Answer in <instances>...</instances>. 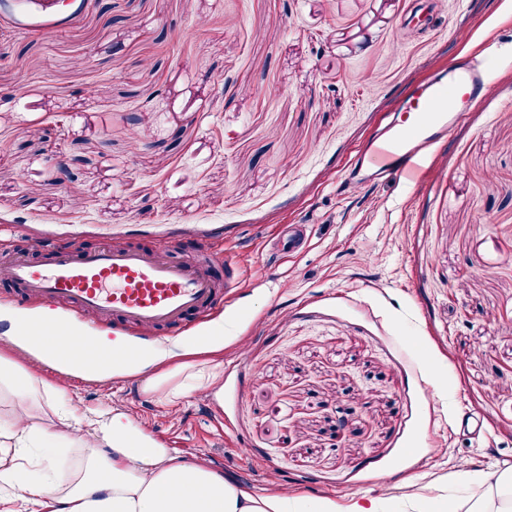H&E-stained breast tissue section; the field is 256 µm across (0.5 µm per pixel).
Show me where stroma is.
I'll use <instances>...</instances> for the list:
<instances>
[{
  "label": "stroma",
  "mask_w": 512,
  "mask_h": 512,
  "mask_svg": "<svg viewBox=\"0 0 512 512\" xmlns=\"http://www.w3.org/2000/svg\"><path fill=\"white\" fill-rule=\"evenodd\" d=\"M489 46L493 90L426 186L341 190L400 94ZM1 91L0 251L173 242L190 260L213 240L247 272L204 319L218 352L168 338L161 366L71 376L63 405L118 410L258 496L512 505L494 486L512 474V0H86L66 21L18 0ZM287 224L309 234L294 259L275 250ZM21 295L0 280V354L55 384L9 338L67 307ZM160 371L187 395L147 389Z\"/></svg>",
  "instance_id": "stroma-1"
}]
</instances>
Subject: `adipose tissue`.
I'll return each instance as SVG.
<instances>
[{"label":"adipose tissue","mask_w":512,"mask_h":512,"mask_svg":"<svg viewBox=\"0 0 512 512\" xmlns=\"http://www.w3.org/2000/svg\"><path fill=\"white\" fill-rule=\"evenodd\" d=\"M55 403L57 388L0 356V391ZM13 456H0V483L26 512H300L284 496H256L206 463H187L130 429L123 414L89 424L75 421L64 436L30 417L12 419ZM64 439L80 447L79 467L63 466L52 449Z\"/></svg>","instance_id":"1"}]
</instances>
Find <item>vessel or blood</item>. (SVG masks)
<instances>
[{
    "instance_id": "vessel-or-blood-1",
    "label": "vessel or blood",
    "mask_w": 512,
    "mask_h": 512,
    "mask_svg": "<svg viewBox=\"0 0 512 512\" xmlns=\"http://www.w3.org/2000/svg\"><path fill=\"white\" fill-rule=\"evenodd\" d=\"M488 60L465 59L412 87L391 119L346 169V179L367 173L371 181L402 176L415 185L428 181L429 161L448 141L465 112L479 104L492 81ZM224 279L213 273L216 265ZM6 278L27 299L64 301L74 313L93 312L101 324L129 335L123 352L135 358L136 329H169L194 314L212 311L221 292L231 291L234 257L214 252L211 262L188 263L161 245H105L94 250L53 249L40 257L15 254Z\"/></svg>"
}]
</instances>
